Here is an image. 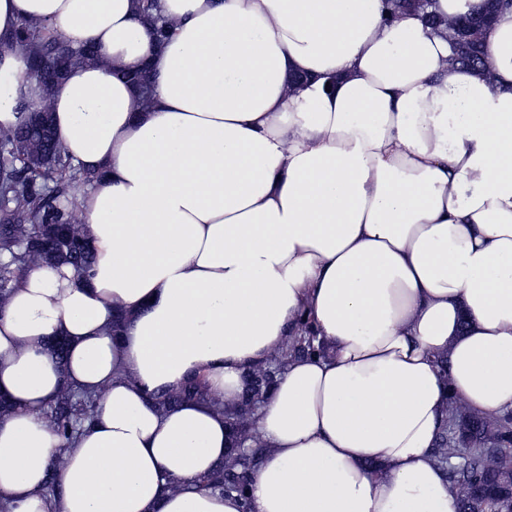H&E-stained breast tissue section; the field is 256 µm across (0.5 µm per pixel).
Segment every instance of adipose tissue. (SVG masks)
Listing matches in <instances>:
<instances>
[{
    "label": "adipose tissue",
    "mask_w": 512,
    "mask_h": 512,
    "mask_svg": "<svg viewBox=\"0 0 512 512\" xmlns=\"http://www.w3.org/2000/svg\"><path fill=\"white\" fill-rule=\"evenodd\" d=\"M160 5L161 44L136 0H0L1 127L42 95L3 42L21 20L104 58L51 102L71 162L101 176L78 193L94 265L31 267L0 303V501L458 512L433 457L451 398L512 411V6L472 69L385 0ZM145 64L147 105L116 76ZM302 315L326 354L291 361L261 407L244 504L203 482L223 414L155 401L199 375L233 406ZM66 385L100 395L68 445L45 416Z\"/></svg>",
    "instance_id": "1"
}]
</instances>
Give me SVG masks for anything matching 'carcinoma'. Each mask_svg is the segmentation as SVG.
Returning a JSON list of instances; mask_svg holds the SVG:
<instances>
[{"mask_svg": "<svg viewBox=\"0 0 512 512\" xmlns=\"http://www.w3.org/2000/svg\"><path fill=\"white\" fill-rule=\"evenodd\" d=\"M386 2L391 16L413 10L425 27L444 34L452 47V61L463 66L480 63L479 33L498 9L512 4V0H487L478 14L445 18L437 13L432 0ZM140 3L159 39L167 38L169 23L153 14L158 0ZM11 46L26 61L37 53L46 62L42 99L23 111L45 113L48 127L38 131L27 118L12 128H0V302L32 265L65 264L78 276L88 273L95 257L82 232L76 191L100 179L96 173L72 168L55 137L50 101L70 68L99 63L102 56L90 48H75L57 31L27 19L12 34ZM114 75L132 83L143 103L151 101L154 79L149 69L116 71ZM316 340L307 325L285 337L272 356L248 373V388L233 407L226 409L223 402L211 397L200 376L162 397L159 404L208 403L225 414L236 437H247L257 409L268 399L289 360L323 353ZM95 408V396L66 386L47 414L58 435L71 443L82 425L93 419ZM261 455L262 449L252 445L244 454L230 451L222 464L203 477V482L245 504L249 498L248 475ZM434 458L457 493L459 512H512V412L484 416L469 411L459 401L451 402L440 427Z\"/></svg>", "mask_w": 512, "mask_h": 512, "instance_id": "obj_1", "label": "carcinoma"}]
</instances>
